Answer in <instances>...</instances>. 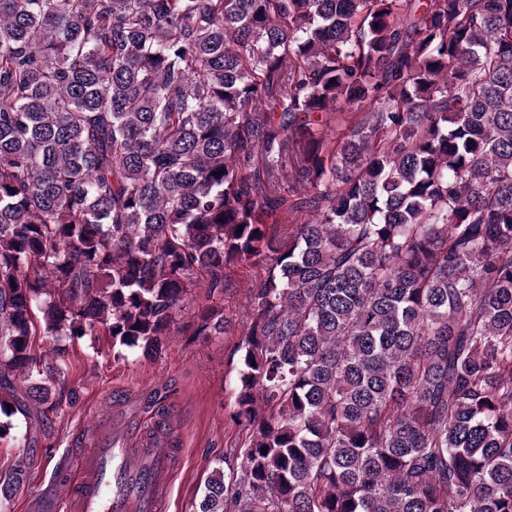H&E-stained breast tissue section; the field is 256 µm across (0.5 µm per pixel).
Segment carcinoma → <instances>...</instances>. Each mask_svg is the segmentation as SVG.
<instances>
[{
    "label": "carcinoma",
    "mask_w": 512,
    "mask_h": 512,
    "mask_svg": "<svg viewBox=\"0 0 512 512\" xmlns=\"http://www.w3.org/2000/svg\"><path fill=\"white\" fill-rule=\"evenodd\" d=\"M243 262L197 512H512V0H0V441Z\"/></svg>",
    "instance_id": "carcinoma-1"
}]
</instances>
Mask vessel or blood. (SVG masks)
Segmentation results:
<instances>
[{"mask_svg": "<svg viewBox=\"0 0 512 512\" xmlns=\"http://www.w3.org/2000/svg\"><path fill=\"white\" fill-rule=\"evenodd\" d=\"M169 429L166 418L147 431L117 418L90 433L77 428L84 451L60 464L65 512H162L176 471Z\"/></svg>", "mask_w": 512, "mask_h": 512, "instance_id": "1", "label": "vessel or blood"}]
</instances>
